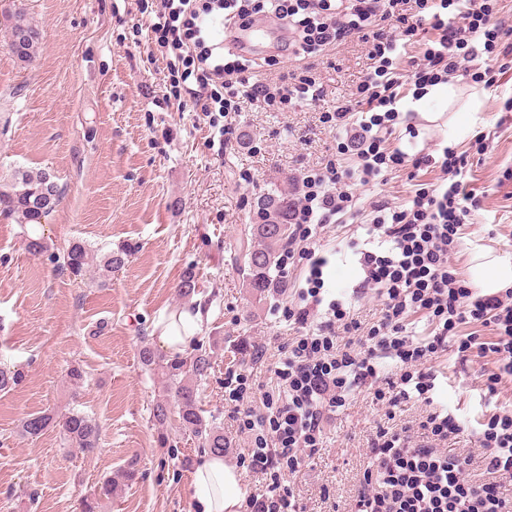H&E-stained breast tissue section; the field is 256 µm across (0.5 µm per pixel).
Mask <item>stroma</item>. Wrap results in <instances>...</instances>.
Segmentation results:
<instances>
[{"label":"stroma","mask_w":512,"mask_h":512,"mask_svg":"<svg viewBox=\"0 0 512 512\" xmlns=\"http://www.w3.org/2000/svg\"><path fill=\"white\" fill-rule=\"evenodd\" d=\"M146 6V0H0V16L24 9L42 36L36 59L26 65L10 52L9 31L0 24V176L41 168L64 187V199L40 229L51 251L75 241L140 244L103 285L94 272L77 279L47 256L30 255L20 226L0 220V367L26 374L21 385L0 391V512H79L81 497L134 456L143 479L103 512H198L193 476L201 454L184 438L177 454L157 447L150 408L163 394V379L138 358L154 324L185 307L176 285L190 266L208 310L204 332L214 338L201 404L224 428L226 458L240 466L245 493L263 491L260 476L242 466L251 443L238 428L224 380L249 368L260 391L271 390L268 365L278 346L298 334L284 309L295 304L307 267H289L286 288L267 298L250 294L240 266L251 204L261 192L291 188L302 167L334 158L354 165L352 155H338L336 133L319 117L350 98L370 61L356 43L313 58L323 99L286 112L244 107L232 116L234 132L219 156L210 147L209 125L171 98L165 61L147 52L144 28L152 16ZM401 93L389 144L429 156L430 165L356 186L357 215L323 233L324 298L351 302L366 328L381 308L373 291L358 290L363 272L356 248L370 240V204L383 197L402 206L416 189L437 182L444 147L465 157L468 189L481 201L462 228L452 263L467 278L482 248L512 256V111L503 108L512 99V71L491 88L468 76L451 79L447 107L429 105L442 114L435 122L414 110L413 86ZM482 138L489 142L483 155L477 152ZM74 365L86 372L77 391L67 378ZM430 367L435 407L466 426L512 412V381L489 401L476 378L478 368L493 370L492 359L465 363L448 350ZM72 409L101 426L94 456L77 454L53 428L36 438L20 432L29 414ZM422 411L408 401L391 417L368 392L357 394L326 424L321 450L293 478L305 512H349L378 430L417 426Z\"/></svg>","instance_id":"1"}]
</instances>
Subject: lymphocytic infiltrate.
<instances>
[{"mask_svg":"<svg viewBox=\"0 0 512 512\" xmlns=\"http://www.w3.org/2000/svg\"><path fill=\"white\" fill-rule=\"evenodd\" d=\"M454 17L442 12L452 0H158L150 24L154 50L167 61L175 97L185 98L216 136H224L222 120L239 111L241 101L262 110H287L297 100L319 101L323 85L310 74V57L358 42L368 49L373 66L352 100L324 115V122L344 129L339 153L355 156V167L328 161L306 169L296 181L288 208L292 246L284 264L306 261L309 275L301 293L303 305L288 317L305 326L304 334L281 347L273 367L276 393L253 405L248 375L237 374L235 409L242 430L250 434L249 467L265 483L262 495H250L258 512H304L282 471L300 474L323 443L324 424L360 388L374 401L397 407L416 399L428 410L415 439L409 427L380 430L368 452L369 465L351 512H512V413L495 414L480 428L468 430L453 413L433 406L435 376L427 363L454 349L477 360L493 358V372L481 385L496 396L512 378V289L492 295L462 278L450 257L460 231L480 202L460 179L461 155L447 148L440 170L443 181L417 189L401 207L373 203L375 230L388 247L361 256V288L377 289L383 299L378 320L361 331L339 301L323 302V270L327 258L317 255L321 230L337 216L355 211L353 184L383 183L389 170L427 164L424 156L391 150L387 142L399 118V89L423 91L465 73L480 52H493L505 33L496 18L498 0H464ZM453 7V6H452ZM283 21L288 37L281 46L295 67L278 79L262 77L245 57L228 62L223 43L212 28L234 30L251 25L256 14ZM434 30L420 64L402 72L396 66L400 43ZM361 113L351 124L353 113ZM326 305L315 328L307 323L312 307ZM426 312L434 328L418 336L408 328L411 313ZM492 327L493 339L471 333L457 335L459 325ZM475 447L462 452L451 443L464 436Z\"/></svg>","mask_w":512,"mask_h":512,"instance_id":"f902f5d3","label":"lymphocytic infiltrate"}]
</instances>
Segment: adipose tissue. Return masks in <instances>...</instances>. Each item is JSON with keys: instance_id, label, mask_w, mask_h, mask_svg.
<instances>
[{"instance_id": "obj_1", "label": "adipose tissue", "mask_w": 512, "mask_h": 512, "mask_svg": "<svg viewBox=\"0 0 512 512\" xmlns=\"http://www.w3.org/2000/svg\"><path fill=\"white\" fill-rule=\"evenodd\" d=\"M474 261L473 279L483 293L512 287V259L480 251ZM205 317V310L194 305L157 322L153 334L160 346L174 355L183 352L201 334ZM195 487L202 512H238L243 498L241 473L224 457L208 455L199 461Z\"/></svg>"}]
</instances>
